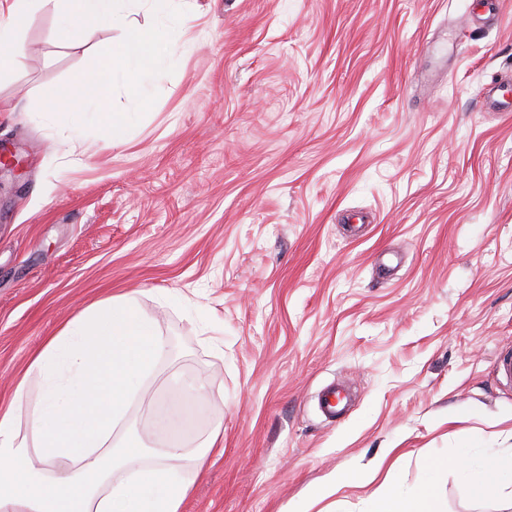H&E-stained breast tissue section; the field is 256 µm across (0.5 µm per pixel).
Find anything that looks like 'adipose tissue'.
Masks as SVG:
<instances>
[{"label":"adipose tissue","mask_w":512,"mask_h":512,"mask_svg":"<svg viewBox=\"0 0 512 512\" xmlns=\"http://www.w3.org/2000/svg\"><path fill=\"white\" fill-rule=\"evenodd\" d=\"M28 0H0V71L24 55L13 41ZM167 343L144 316L136 292L83 308L33 356L27 373L41 380L35 400L19 381L0 406V512H182L218 433L194 447L172 442L154 459L139 446L114 445L139 379L147 377ZM474 499L496 497L512 512V448L488 449L480 465L460 451ZM432 461L413 492L384 479L364 512H441Z\"/></svg>","instance_id":"1"}]
</instances>
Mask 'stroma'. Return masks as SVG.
<instances>
[{"label":"stroma","mask_w":512,"mask_h":512,"mask_svg":"<svg viewBox=\"0 0 512 512\" xmlns=\"http://www.w3.org/2000/svg\"><path fill=\"white\" fill-rule=\"evenodd\" d=\"M172 0L175 70L114 142L58 94L118 37L64 40L52 6L0 73V401L86 305L140 290L168 340L127 425L158 449L220 429L184 512H289L379 461L406 491L431 459L512 448V0ZM350 383L349 415L313 397ZM361 474L340 472L333 474L325 483L310 489L305 498L297 501L289 510L290 512H322L314 511L316 506L324 499L336 493V488L356 478L362 479Z\"/></svg>","instance_id":"1"}]
</instances>
